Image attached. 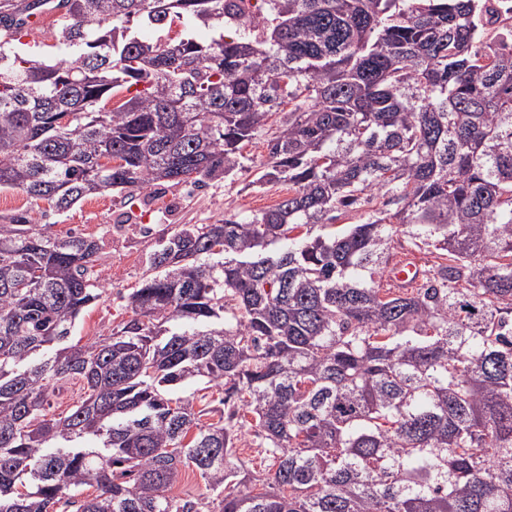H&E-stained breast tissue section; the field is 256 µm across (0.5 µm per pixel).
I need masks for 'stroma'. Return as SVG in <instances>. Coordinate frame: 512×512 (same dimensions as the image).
Masks as SVG:
<instances>
[{
	"mask_svg": "<svg viewBox=\"0 0 512 512\" xmlns=\"http://www.w3.org/2000/svg\"><path fill=\"white\" fill-rule=\"evenodd\" d=\"M252 172L210 182L198 189L188 183H167L151 190L146 197L123 199L110 194L89 198L69 211L49 217L41 207L32 205L23 194L0 191V217L29 210L37 224L51 223L58 234L75 231L100 238L102 250L97 263L106 279L100 299L83 312L75 323L70 343L110 331L127 320L130 312L124 297L138 286L150 253L159 241L181 224H212L223 219L225 210L247 215L273 208L288 193L284 183L262 188L251 187ZM132 211L140 228L137 231L113 232L112 226L121 213Z\"/></svg>",
	"mask_w": 512,
	"mask_h": 512,
	"instance_id": "35a3bbf8",
	"label": "stroma"
}]
</instances>
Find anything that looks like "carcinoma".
Masks as SVG:
<instances>
[{"label": "carcinoma", "instance_id": "carcinoma-1", "mask_svg": "<svg viewBox=\"0 0 512 512\" xmlns=\"http://www.w3.org/2000/svg\"><path fill=\"white\" fill-rule=\"evenodd\" d=\"M259 2L0 0L1 190L61 214L250 169L290 189L161 239L129 319L82 345L100 241L0 221V512H200L171 493L190 464L218 512H512V45L484 0ZM44 9L72 59L13 48ZM176 21L225 33L136 30ZM68 378L84 397L48 414ZM191 382L227 415L201 423ZM239 438L236 444L237 457L244 461L251 469L256 471L264 469L267 462L261 453V448H256L254 445L253 433L251 431L247 432L245 428Z\"/></svg>", "mask_w": 512, "mask_h": 512}]
</instances>
